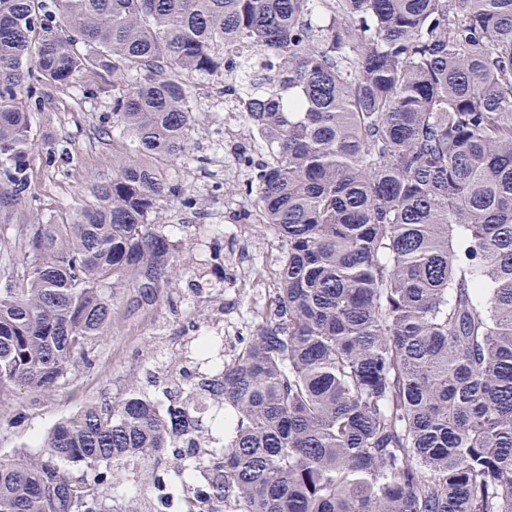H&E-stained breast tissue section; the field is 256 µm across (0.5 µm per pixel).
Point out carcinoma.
Returning <instances> with one entry per match:
<instances>
[{
  "instance_id": "1",
  "label": "carcinoma",
  "mask_w": 512,
  "mask_h": 512,
  "mask_svg": "<svg viewBox=\"0 0 512 512\" xmlns=\"http://www.w3.org/2000/svg\"><path fill=\"white\" fill-rule=\"evenodd\" d=\"M268 146L237 221L283 256L219 376L133 385L0 453V512H140L108 487L173 449L183 512H512V0H0V407L94 369L112 291L183 274L147 158L197 130L194 74ZM112 79L125 153L57 224L32 194L46 90ZM45 166L74 160L41 139ZM224 419H199L203 402Z\"/></svg>"
}]
</instances>
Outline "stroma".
<instances>
[{"instance_id": "stroma-1", "label": "stroma", "mask_w": 512, "mask_h": 512, "mask_svg": "<svg viewBox=\"0 0 512 512\" xmlns=\"http://www.w3.org/2000/svg\"><path fill=\"white\" fill-rule=\"evenodd\" d=\"M191 82L200 103V128L185 155L156 164L164 182L179 185L183 199L198 202L194 209L175 204L156 217L160 229L177 245L184 275L150 304L133 305V289L116 290L96 368L74 385L48 395L19 392L14 404L0 412V452L45 436L85 402L102 397L115 401L123 398L132 382H146L148 375L163 381L169 373L184 371L197 338L216 324L224 326L228 357L235 352L238 335L255 333L252 311L277 286L275 265L282 250L275 246L276 235L267 225L240 224L234 217L246 204L236 187L249 174L239 159L244 154L261 156L265 147L249 135L245 122H238L235 133L224 139L228 172L216 173L208 143L224 125L225 77L219 72L202 74ZM73 96V90L51 91L38 127L68 140L78 157L76 165L63 172L46 167L42 155L32 160L35 192L42 206L61 222L71 221L91 201V177H111L112 158L123 152L121 141L96 137L97 127L112 114L111 92L84 99L79 106ZM205 238L224 255V285L210 289L212 304L201 303L189 311L185 305L197 296L198 281L211 276L198 249Z\"/></svg>"}]
</instances>
